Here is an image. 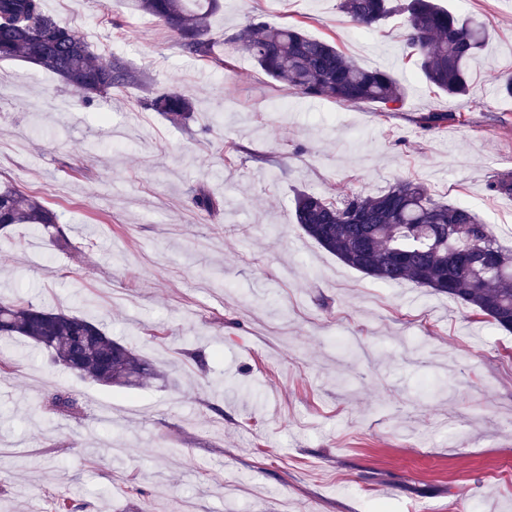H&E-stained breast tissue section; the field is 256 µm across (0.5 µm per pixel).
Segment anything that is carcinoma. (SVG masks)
<instances>
[{"label": "carcinoma", "instance_id": "cac0c4a2", "mask_svg": "<svg viewBox=\"0 0 512 512\" xmlns=\"http://www.w3.org/2000/svg\"><path fill=\"white\" fill-rule=\"evenodd\" d=\"M136 6L169 28L183 53L226 66L214 56L211 34L221 0H136ZM337 8L363 29L396 12L406 15L408 56L425 80L450 96L467 95L469 64L486 38L482 22L437 0H339ZM232 42L298 96L378 103L387 111L405 100L404 86L390 72L363 68L336 43L298 26L251 20ZM14 59L60 77L84 105L134 81L121 60L96 62L84 37L46 14L44 0H0V61ZM149 107L176 125L193 112L191 97L174 88L153 97ZM194 203L205 212L220 206L204 187ZM294 215L306 236L345 265L382 284L410 281L431 288L512 331V248L471 209L435 199L425 184L402 180L375 195L353 192L341 203L299 192ZM14 224H29L59 247L72 248L58 214L41 197L0 187V230ZM0 337L25 338L54 362L104 386H137L159 376L150 360L98 324L29 301L0 302Z\"/></svg>", "mask_w": 512, "mask_h": 512}]
</instances>
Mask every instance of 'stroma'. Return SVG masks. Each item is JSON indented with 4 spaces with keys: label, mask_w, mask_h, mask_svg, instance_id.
I'll list each match as a JSON object with an SVG mask.
<instances>
[{
    "label": "stroma",
    "mask_w": 512,
    "mask_h": 512,
    "mask_svg": "<svg viewBox=\"0 0 512 512\" xmlns=\"http://www.w3.org/2000/svg\"><path fill=\"white\" fill-rule=\"evenodd\" d=\"M134 0H44L136 81L91 107L0 62V184L43 198L72 250L0 231V299L103 324L160 376L104 387L0 341V512H512V332L428 288L382 285L306 237L294 195L423 182L512 246V0H443L489 38L455 98L405 50V18L357 27L338 0H224L221 70ZM257 17L334 41L408 88L402 108L298 97L230 39ZM194 100L176 126L145 101ZM451 114L437 129L422 119ZM223 210L196 208L198 187ZM68 393L76 413L53 411Z\"/></svg>",
    "instance_id": "obj_1"
}]
</instances>
